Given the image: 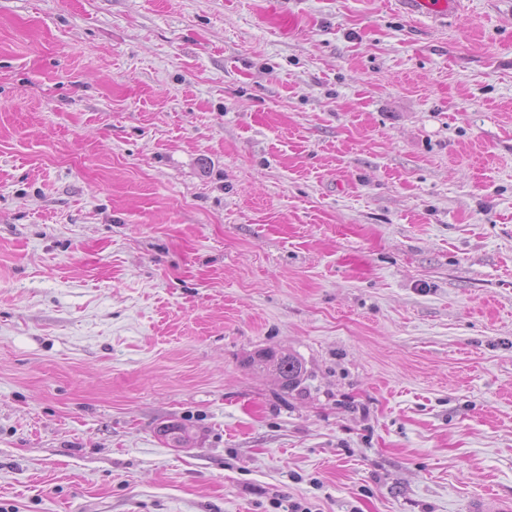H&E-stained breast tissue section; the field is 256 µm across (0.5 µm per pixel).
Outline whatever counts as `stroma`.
<instances>
[{"instance_id":"35a3bbf8","label":"stroma","mask_w":512,"mask_h":512,"mask_svg":"<svg viewBox=\"0 0 512 512\" xmlns=\"http://www.w3.org/2000/svg\"><path fill=\"white\" fill-rule=\"evenodd\" d=\"M288 7L0 0V512L512 504V0ZM405 8L422 13L431 19L448 18L458 0H402ZM252 365L257 369L273 368L281 387L288 391L298 388L305 375L303 365L296 357L291 354L282 355L271 349L259 353Z\"/></svg>"}]
</instances>
